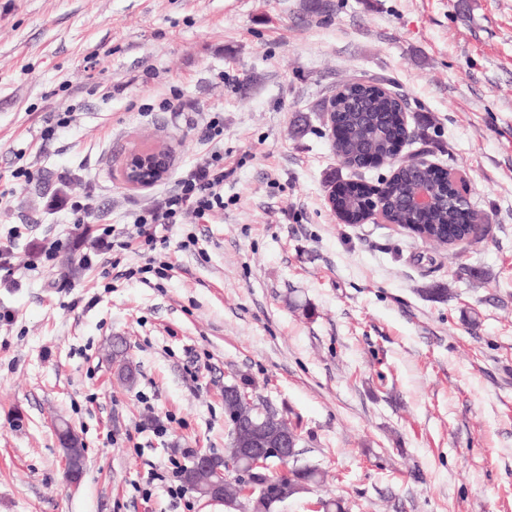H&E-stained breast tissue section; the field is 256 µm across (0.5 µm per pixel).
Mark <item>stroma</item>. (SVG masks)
<instances>
[{
	"label": "stroma",
	"instance_id": "obj_1",
	"mask_svg": "<svg viewBox=\"0 0 512 512\" xmlns=\"http://www.w3.org/2000/svg\"><path fill=\"white\" fill-rule=\"evenodd\" d=\"M353 76L404 96L398 160L466 176L481 240L437 249L331 211L333 183L392 171L332 151L323 103ZM146 144L170 173L129 188ZM215 152L223 210L156 228L169 279L99 252ZM62 193L90 197V229L49 208ZM1 242L0 512H233L157 476L223 453L224 388L244 378L328 473L274 512H512V0H0ZM58 419L85 448L75 487ZM161 151L158 146H136L131 149L121 171L123 183L131 188L147 189L165 179L170 169V158L160 157ZM161 160L163 165H157ZM112 362L117 365L119 380L128 386H132L127 383H132L133 372L137 374V370L128 360L127 347L121 339L112 343Z\"/></svg>",
	"mask_w": 512,
	"mask_h": 512
}]
</instances>
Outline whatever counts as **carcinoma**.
I'll use <instances>...</instances> for the list:
<instances>
[{"mask_svg":"<svg viewBox=\"0 0 512 512\" xmlns=\"http://www.w3.org/2000/svg\"><path fill=\"white\" fill-rule=\"evenodd\" d=\"M334 122L339 136L333 145L338 160L350 168L365 167V159L390 158L397 154L400 145L408 139L405 130V112L392 95L381 90L369 80L351 78L344 81L330 100ZM432 185L440 201L425 211H415L408 204L409 196L424 185ZM336 211L343 214L350 224L360 223L370 207L380 208L389 223L395 224L412 235L428 242L454 245L481 238L482 231L467 222L463 211L465 198L448 189V171L426 163L410 160L398 164L390 178L381 183L374 196L366 195L357 181L339 182L333 196ZM112 362L117 365L121 382L133 381V367L127 358L126 344L118 339L112 343ZM240 426L261 427L269 432H293L272 408L255 402L241 409ZM185 484L206 486L218 479L216 472L196 473L192 465L182 470ZM325 473L316 466H292L280 474H266L261 486L254 489L249 499L252 512H272L269 503L286 484L305 483L318 485Z\"/></svg>","mask_w":512,"mask_h":512,"instance_id":"1","label":"carcinoma"}]
</instances>
